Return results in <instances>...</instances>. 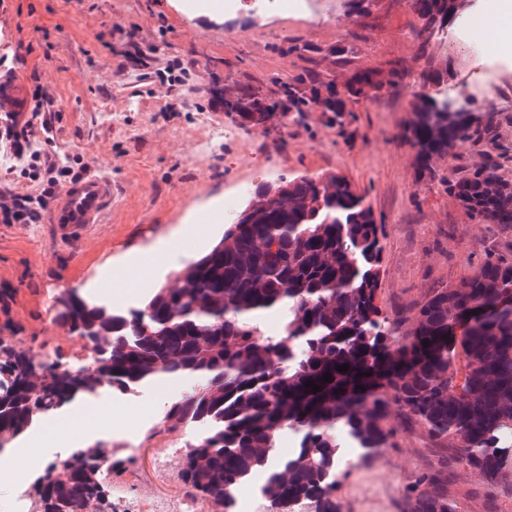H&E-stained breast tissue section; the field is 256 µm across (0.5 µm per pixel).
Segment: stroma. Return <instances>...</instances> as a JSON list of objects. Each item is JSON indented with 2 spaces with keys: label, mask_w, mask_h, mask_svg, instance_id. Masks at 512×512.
Segmentation results:
<instances>
[{
  "label": "stroma",
  "mask_w": 512,
  "mask_h": 512,
  "mask_svg": "<svg viewBox=\"0 0 512 512\" xmlns=\"http://www.w3.org/2000/svg\"><path fill=\"white\" fill-rule=\"evenodd\" d=\"M411 0H375L356 16L348 0H316L312 12L282 19L246 12L193 14L172 0H0V39L20 44L14 71L39 73L60 110L50 151L68 155L74 171L107 177L116 197L101 223L69 234L62 227L0 223V339L27 354L57 353L64 362L89 358L82 339L53 320L64 292L98 295L133 307L172 278L224 232V201L242 202L258 183L333 172L365 196L384 226L377 302L392 341L434 288L457 284L486 252L512 258V235L480 224L442 184L495 163L512 181V69L491 63L480 0H465L445 36L422 44ZM347 41L351 66L316 56L313 66L337 83L353 70L378 73L385 84L353 103L343 126L312 110L285 125L240 124L224 109L234 79L278 90L306 66L286 53L289 42L323 47ZM176 60L197 78L164 91L158 83L124 89L127 76L152 73ZM398 69L403 89L387 86ZM470 99L483 131L456 156L420 163L407 133L411 93L426 73ZM493 116H486L487 102ZM229 137H221V130ZM216 215L211 224L204 215ZM174 394L146 388L137 397L106 392L99 415L122 412L138 460L177 448L186 432L147 438ZM398 447L367 462L340 466L336 497L359 499L361 512H396L406 485L433 461L434 442L410 424Z\"/></svg>",
  "instance_id": "obj_1"
}]
</instances>
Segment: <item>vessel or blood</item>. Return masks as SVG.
I'll list each match as a JSON object with an SVG mask.
<instances>
[{
    "mask_svg": "<svg viewBox=\"0 0 512 512\" xmlns=\"http://www.w3.org/2000/svg\"><path fill=\"white\" fill-rule=\"evenodd\" d=\"M30 109L29 90L16 74L0 70V115ZM112 185L102 177L88 175L67 184L48 203L49 221L77 230L99 223L111 197Z\"/></svg>",
    "mask_w": 512,
    "mask_h": 512,
    "instance_id": "1",
    "label": "vessel or blood"
}]
</instances>
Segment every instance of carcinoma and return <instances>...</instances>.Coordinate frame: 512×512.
<instances>
[{
    "instance_id": "cac0c4a2",
    "label": "carcinoma",
    "mask_w": 512,
    "mask_h": 512,
    "mask_svg": "<svg viewBox=\"0 0 512 512\" xmlns=\"http://www.w3.org/2000/svg\"><path fill=\"white\" fill-rule=\"evenodd\" d=\"M412 8L427 43L461 0H412ZM282 52L349 63L343 46L292 43ZM381 88L374 73L357 72L340 90L336 79L306 69L269 96L232 82L224 111L257 126L286 125L319 108L341 126L348 103ZM445 96L412 93L410 132L423 163L456 154L478 133L470 113L448 112ZM443 184L471 219L512 230V182L493 167ZM383 236L365 196L342 176L258 184L222 238L139 305L114 308L75 292L57 301L54 322L92 345L89 365L35 363L0 342V453L46 416L103 389L135 397L162 375L204 377L206 386L168 405L160 424L195 431L178 477L214 512H234L235 488L258 469L269 512H290L297 502L342 512L343 438L367 458L396 448L409 423L425 427L438 448L404 489L398 512H455L450 487L463 463L485 477L488 512H498L493 487L512 478V448L500 445L512 426V308L501 307L512 295V259L490 251L457 284L432 289L393 345L377 304ZM271 311L281 323L268 334ZM344 364L348 371H337ZM284 428L300 440L290 456L276 457ZM102 448H73L60 474H33L27 495L37 512H113Z\"/></svg>"
}]
</instances>
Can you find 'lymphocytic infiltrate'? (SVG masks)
<instances>
[{
    "label": "lymphocytic infiltrate",
    "mask_w": 512,
    "mask_h": 512,
    "mask_svg": "<svg viewBox=\"0 0 512 512\" xmlns=\"http://www.w3.org/2000/svg\"><path fill=\"white\" fill-rule=\"evenodd\" d=\"M32 109L0 121V150L9 152L12 165L0 173V223L37 224L51 197L66 183L77 180L67 157L45 150L58 117L52 96L42 85L30 90ZM27 191L16 188L19 179Z\"/></svg>",
    "instance_id": "lymphocytic-infiltrate-1"
}]
</instances>
